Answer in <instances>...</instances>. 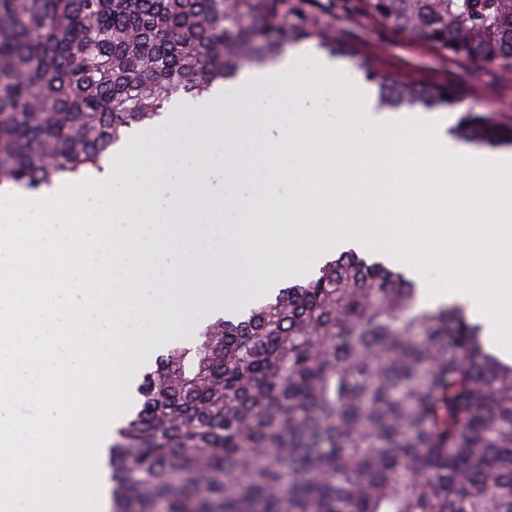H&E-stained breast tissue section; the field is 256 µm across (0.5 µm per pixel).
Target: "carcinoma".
I'll return each instance as SVG.
<instances>
[{
  "mask_svg": "<svg viewBox=\"0 0 512 512\" xmlns=\"http://www.w3.org/2000/svg\"><path fill=\"white\" fill-rule=\"evenodd\" d=\"M315 0H0V187L103 169L174 95L202 97L290 43L357 60L379 110L461 87L399 78L336 42ZM375 24L512 69V0H359ZM512 146L495 110L450 130ZM108 448L110 512H512V363L465 308L419 307L402 269L354 250L206 324L143 374Z\"/></svg>",
  "mask_w": 512,
  "mask_h": 512,
  "instance_id": "1",
  "label": "carcinoma"
}]
</instances>
